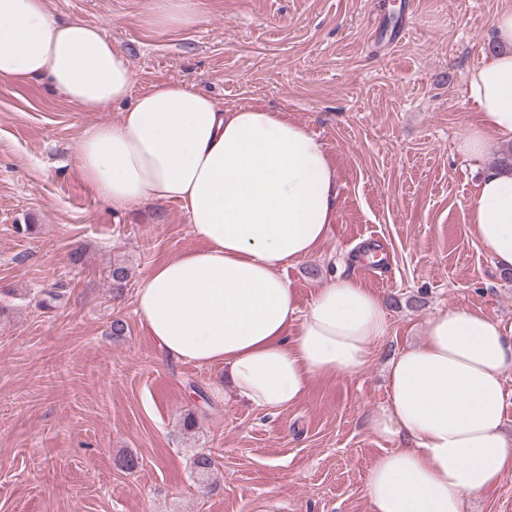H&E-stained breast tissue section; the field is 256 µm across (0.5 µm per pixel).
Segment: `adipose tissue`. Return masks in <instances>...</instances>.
<instances>
[{"label": "adipose tissue", "mask_w": 512, "mask_h": 512, "mask_svg": "<svg viewBox=\"0 0 512 512\" xmlns=\"http://www.w3.org/2000/svg\"><path fill=\"white\" fill-rule=\"evenodd\" d=\"M163 29L201 20L196 0H150ZM494 46L468 76L477 122L460 143L481 156L512 143V8L490 20ZM46 80L87 112L123 105L83 133L78 167L113 211L178 202L191 250L155 266L136 290L145 334L164 355L219 364L232 392L270 412L296 405L311 381L361 371L387 334L382 298L354 278L330 279L300 307L284 278L327 236L338 196L323 145L259 107L225 111L186 81L133 95V72L103 27L60 22L45 0H0V80ZM468 218L483 248L512 269V170L481 176ZM512 336L481 309L427 318L425 339L388 367L389 404L371 431L410 444L368 469L371 512H467L470 497L512 471L504 429Z\"/></svg>", "instance_id": "obj_1"}]
</instances>
